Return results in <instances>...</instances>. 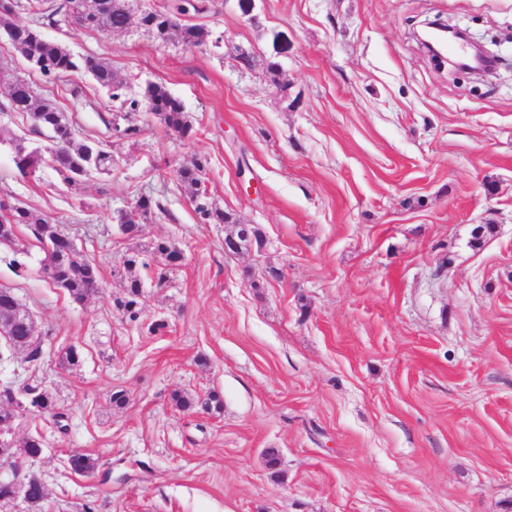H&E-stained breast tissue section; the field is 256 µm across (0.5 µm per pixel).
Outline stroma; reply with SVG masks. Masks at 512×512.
<instances>
[{"instance_id": "35a3bbf8", "label": "stroma", "mask_w": 512, "mask_h": 512, "mask_svg": "<svg viewBox=\"0 0 512 512\" xmlns=\"http://www.w3.org/2000/svg\"><path fill=\"white\" fill-rule=\"evenodd\" d=\"M207 2L186 16L212 32L200 47L135 23L39 25L132 95L164 85L189 138L86 74L43 76L0 35V137L43 140L5 107L24 80L114 156L110 176L65 185L20 177L0 149V194L100 273L79 303L42 277L26 227L24 254L0 246V289L44 350L35 371L20 352L0 363V384L38 385L70 417L64 433L31 413L14 425L16 443L46 438L43 512H512V72H448L413 35L437 18L511 48L512 0H254L248 16ZM119 117L138 134L116 137ZM200 158L233 224L196 214L178 171ZM143 195L166 211L127 237L117 215ZM237 223L261 243L225 253ZM158 239L186 261L132 323L115 305L124 262ZM73 448L94 476L67 471Z\"/></svg>"}]
</instances>
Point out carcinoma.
<instances>
[{
  "instance_id": "carcinoma-1",
  "label": "carcinoma",
  "mask_w": 512,
  "mask_h": 512,
  "mask_svg": "<svg viewBox=\"0 0 512 512\" xmlns=\"http://www.w3.org/2000/svg\"><path fill=\"white\" fill-rule=\"evenodd\" d=\"M76 19L74 25L93 28L104 33L121 31L129 23L131 14L124 0H73ZM29 7L35 14L49 22H55L63 6L52 0H29ZM14 4L11 0H0V26L13 29L15 33L10 40L13 52L23 58L32 68L42 75L55 80H62L78 71L89 74L95 83L111 93L112 98L129 103L133 110L141 108V101L126 99L124 84L118 80L112 66L93 56H76L65 46L46 38L36 29L19 28L8 21ZM183 5L175 4L166 11L152 10L139 16V25L151 32L159 41L166 42L179 39L186 45L199 46L206 42L209 30L202 24H182L176 13L182 11ZM143 99L149 105V112L154 114L168 128L179 133L181 137L189 136L191 127L185 121L184 106L161 84L147 85ZM9 108L14 112L27 114L35 130L43 133L53 129L72 130L74 126L67 113L55 103L36 94L30 83L19 80L15 82L8 94ZM13 162L20 175L36 180L41 172L49 168L55 172L59 180L71 185L92 174L103 175L112 171V152L94 140L79 141L71 138L65 146H52L48 143L29 146L24 154L16 153ZM205 163L199 159L191 168L179 170V180L192 191L195 210L205 224H232L230 214L212 206L207 201V194L201 191L202 176ZM24 225L31 237L51 259L60 287L77 302L87 300L97 290L96 271L94 266L79 251L49 252V246L60 230L49 220L35 215L29 209L18 205L8 213L0 211V242L12 246L18 245L15 230ZM180 253V250L164 240H158L145 251L134 250L127 255L125 267L132 272L140 267L153 270L156 283H165L173 265L167 257ZM143 282L133 275L127 278L124 296L117 299V307L124 317L131 322L141 317V298ZM97 468V462L84 454L74 456L70 460V469L79 474L91 475ZM45 498V490L41 476L30 473V503L38 508Z\"/></svg>"
}]
</instances>
